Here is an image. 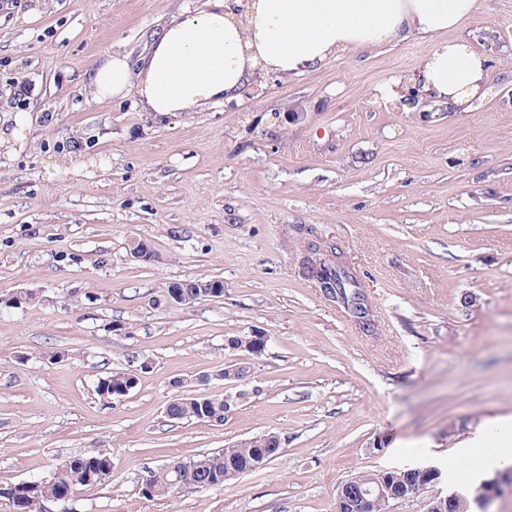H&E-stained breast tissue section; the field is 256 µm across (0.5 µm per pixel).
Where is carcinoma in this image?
Returning a JSON list of instances; mask_svg holds the SVG:
<instances>
[{"instance_id":"1","label":"carcinoma","mask_w":512,"mask_h":512,"mask_svg":"<svg viewBox=\"0 0 512 512\" xmlns=\"http://www.w3.org/2000/svg\"><path fill=\"white\" fill-rule=\"evenodd\" d=\"M322 278L336 288L339 297L336 301L349 307L359 301L364 302L361 291V281L358 276L347 267L326 265V260L319 262ZM190 399H173L169 407L168 416L176 420L195 419V409L190 407ZM279 442L277 435L262 434L251 438V442L231 450L229 463L246 470L257 460L264 462L273 456L272 448ZM194 464L193 478L202 484L223 485L221 477L224 475V453L212 452L205 457L190 460ZM112 471V456L98 453L88 456H72L68 461L56 468L53 477L45 481L25 482L13 489L6 499L12 505L13 512H44L45 503L54 501L63 495L88 485L100 484ZM372 478L377 482L389 481L390 486L399 495L410 496L422 487L428 485L426 474L418 470L410 472L406 468L397 470L378 471L376 473H362L350 479L354 485L361 480ZM173 473L166 469L149 470L142 481L149 482L151 497H167L174 494L170 486Z\"/></svg>"}]
</instances>
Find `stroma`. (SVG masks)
<instances>
[{
	"label": "stroma",
	"instance_id": "obj_1",
	"mask_svg": "<svg viewBox=\"0 0 512 512\" xmlns=\"http://www.w3.org/2000/svg\"><path fill=\"white\" fill-rule=\"evenodd\" d=\"M205 6L0 0V125L21 77L32 120L0 162V487L106 451L109 478L49 512H337L358 474L433 465L443 481L390 507L426 512L462 490L468 442L512 417V0H479L453 33L491 60L464 112L377 102L431 52L417 34L162 123L132 98L86 100L93 64L138 59L170 15ZM311 236L342 248L372 332L301 274ZM135 239L154 262L130 256ZM189 280L224 294L172 302ZM256 333L247 380H215L240 357L226 338ZM115 372L137 386L101 397ZM202 390L231 398L223 423L166 415ZM266 433L282 450L260 469L141 493L146 471ZM117 373H113L112 375H109L104 378H100L97 382V392L100 396H104L106 398H112V394H120V395H127L130 393V391L136 387L137 385V377L135 374L131 373H124L121 375V378L123 381L119 386H112V384L117 385V381L113 379L114 376H116Z\"/></svg>",
	"mask_w": 512,
	"mask_h": 512
}]
</instances>
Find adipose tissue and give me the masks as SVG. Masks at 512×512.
I'll list each match as a JSON object with an SVG mask.
<instances>
[{"label": "adipose tissue", "mask_w": 512, "mask_h": 512, "mask_svg": "<svg viewBox=\"0 0 512 512\" xmlns=\"http://www.w3.org/2000/svg\"><path fill=\"white\" fill-rule=\"evenodd\" d=\"M207 0L195 13L173 16L151 35L137 63L114 54L91 71L85 90L95 100L136 97L155 119L238 99L256 76H296L321 66L336 50L399 42L420 33L434 41L422 60V87L451 108L484 91L490 60L464 39H448L477 9V0ZM469 478L512 459V423L502 422L477 449Z\"/></svg>", "instance_id": "1"}]
</instances>
